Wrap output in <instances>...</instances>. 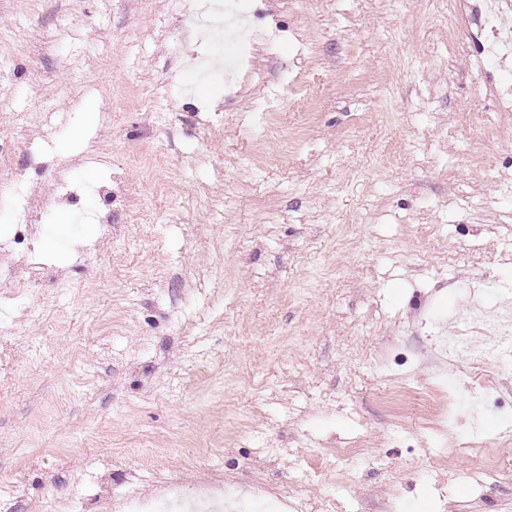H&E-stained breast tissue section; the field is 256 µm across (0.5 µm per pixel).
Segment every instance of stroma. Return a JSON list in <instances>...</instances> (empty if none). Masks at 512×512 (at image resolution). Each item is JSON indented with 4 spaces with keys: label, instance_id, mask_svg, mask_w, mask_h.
Here are the masks:
<instances>
[{
    "label": "stroma",
    "instance_id": "obj_1",
    "mask_svg": "<svg viewBox=\"0 0 512 512\" xmlns=\"http://www.w3.org/2000/svg\"><path fill=\"white\" fill-rule=\"evenodd\" d=\"M482 3L234 0L228 83L180 0H0V180L43 216L0 208L34 246L0 250L26 286H0V512L258 482L275 512H512L494 416L470 447L396 390L437 370L432 409L468 400L466 358L434 366L448 317L512 299Z\"/></svg>",
    "mask_w": 512,
    "mask_h": 512
}]
</instances>
